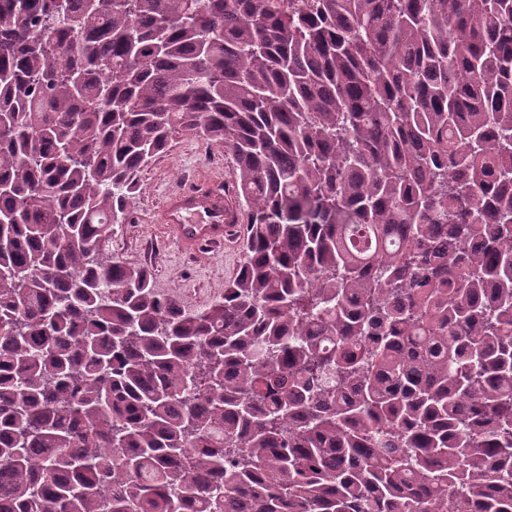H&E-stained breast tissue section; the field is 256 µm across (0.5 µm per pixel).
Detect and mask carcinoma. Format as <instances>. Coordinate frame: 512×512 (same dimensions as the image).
Segmentation results:
<instances>
[{
  "instance_id": "carcinoma-1",
  "label": "carcinoma",
  "mask_w": 512,
  "mask_h": 512,
  "mask_svg": "<svg viewBox=\"0 0 512 512\" xmlns=\"http://www.w3.org/2000/svg\"><path fill=\"white\" fill-rule=\"evenodd\" d=\"M196 131L247 251L106 242ZM512 0H0V512H512Z\"/></svg>"
}]
</instances>
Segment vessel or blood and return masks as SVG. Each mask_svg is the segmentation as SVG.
<instances>
[{"label": "vessel or blood", "mask_w": 512, "mask_h": 512, "mask_svg": "<svg viewBox=\"0 0 512 512\" xmlns=\"http://www.w3.org/2000/svg\"><path fill=\"white\" fill-rule=\"evenodd\" d=\"M153 221L184 252L195 255L223 244L237 230L239 212L225 198L222 184L206 178L199 186L169 193Z\"/></svg>", "instance_id": "obj_1"}]
</instances>
